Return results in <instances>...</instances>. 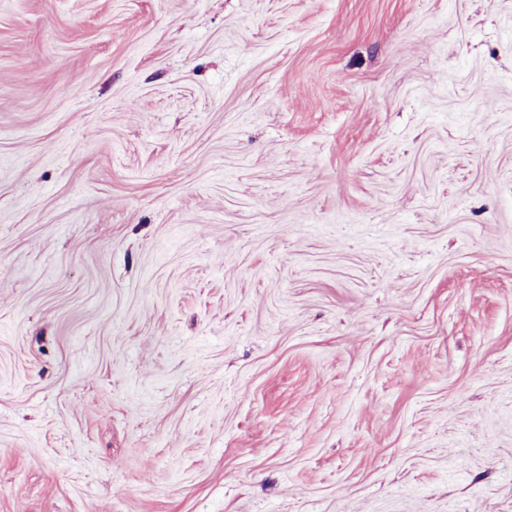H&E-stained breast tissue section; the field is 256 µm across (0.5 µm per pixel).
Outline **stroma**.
Listing matches in <instances>:
<instances>
[{"mask_svg":"<svg viewBox=\"0 0 512 512\" xmlns=\"http://www.w3.org/2000/svg\"><path fill=\"white\" fill-rule=\"evenodd\" d=\"M0 512H512V0H0Z\"/></svg>","mask_w":512,"mask_h":512,"instance_id":"stroma-1","label":"stroma"}]
</instances>
